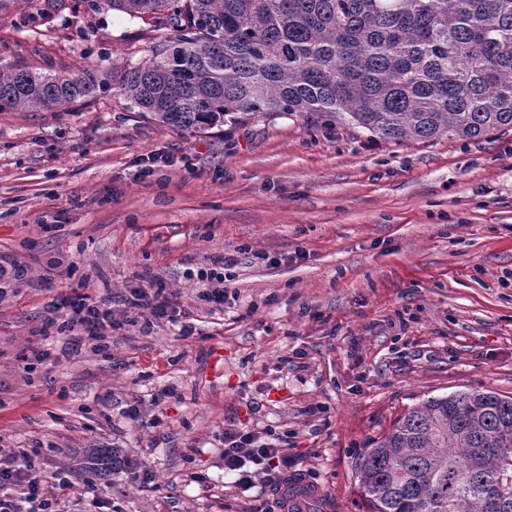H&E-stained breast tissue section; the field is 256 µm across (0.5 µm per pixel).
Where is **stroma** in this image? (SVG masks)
Segmentation results:
<instances>
[{"mask_svg": "<svg viewBox=\"0 0 512 512\" xmlns=\"http://www.w3.org/2000/svg\"><path fill=\"white\" fill-rule=\"evenodd\" d=\"M0 13V65L112 75L172 32L67 0ZM150 175H142L144 167ZM273 263L258 260V253ZM236 256L223 307L198 268ZM0 452L42 470L120 447L153 475L112 472L63 512H270L224 471V430L279 439L332 512H370L356 469L430 396L512 395V130L395 146L315 114L260 112L187 132L97 99L0 112ZM163 285L178 324L125 325L37 364L62 301ZM137 402L139 417L126 406Z\"/></svg>", "mask_w": 512, "mask_h": 512, "instance_id": "35a3bbf8", "label": "stroma"}]
</instances>
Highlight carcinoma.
Instances as JSON below:
<instances>
[{
	"label": "carcinoma",
	"mask_w": 512,
	"mask_h": 512,
	"mask_svg": "<svg viewBox=\"0 0 512 512\" xmlns=\"http://www.w3.org/2000/svg\"><path fill=\"white\" fill-rule=\"evenodd\" d=\"M176 34L126 65L128 105L176 129L257 112L323 114L393 145L481 140L512 129V0H85ZM99 70L0 67V112L93 100ZM119 458L92 448L79 469ZM372 512H512V396H433L408 408L358 464Z\"/></svg>",
	"instance_id": "1"
}]
</instances>
